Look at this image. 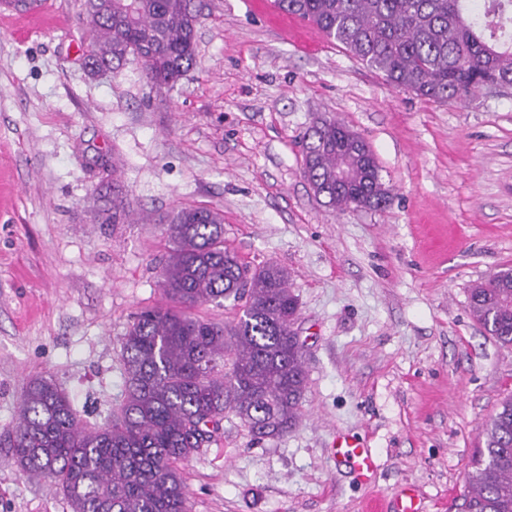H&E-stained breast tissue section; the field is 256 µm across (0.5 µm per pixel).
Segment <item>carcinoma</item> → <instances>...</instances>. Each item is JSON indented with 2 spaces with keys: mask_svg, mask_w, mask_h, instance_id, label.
<instances>
[{
  "mask_svg": "<svg viewBox=\"0 0 512 512\" xmlns=\"http://www.w3.org/2000/svg\"><path fill=\"white\" fill-rule=\"evenodd\" d=\"M367 67L434 102L512 86V0H277ZM88 64L171 88L197 65L196 0H86ZM334 117L303 144V173L336 211L382 209L390 189L365 141ZM347 173L337 183L338 172ZM165 306L133 318L121 342L125 390L117 415L87 427L68 394L41 376L22 390L18 418L0 435L27 474L53 482L72 512H188L179 463L213 440L232 412L257 440L296 423L307 383L293 325L296 296L274 264L250 267L224 245V213L186 206L163 225ZM231 300L242 315L202 319L195 307ZM473 318L512 345V268L469 289ZM465 512H512V395L482 429Z\"/></svg>",
  "mask_w": 512,
  "mask_h": 512,
  "instance_id": "cac0c4a2",
  "label": "carcinoma"
}]
</instances>
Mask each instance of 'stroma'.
<instances>
[{
	"label": "stroma",
	"mask_w": 512,
	"mask_h": 512,
	"mask_svg": "<svg viewBox=\"0 0 512 512\" xmlns=\"http://www.w3.org/2000/svg\"><path fill=\"white\" fill-rule=\"evenodd\" d=\"M46 2L0 15V429L39 375L103 422L124 394L121 336L166 302L162 223L207 207L242 262L287 270L307 387L283 436L225 415L183 464L190 512H398L408 490L460 512L482 426L512 394V346L468 307L512 268V87L433 102L338 43L298 49L247 0H198L196 67L153 89L135 61L88 73L83 0ZM332 115L371 145L385 208L315 197L302 142ZM342 434L370 450L369 477L334 459ZM0 512L72 509L0 447Z\"/></svg>",
	"instance_id": "obj_1"
}]
</instances>
